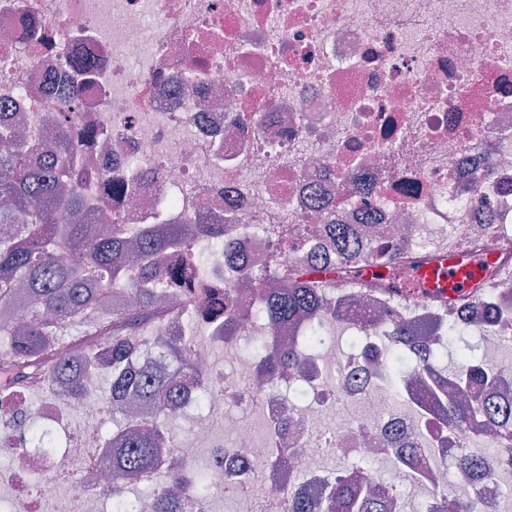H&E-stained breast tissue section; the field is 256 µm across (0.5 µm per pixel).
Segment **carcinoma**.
Here are the masks:
<instances>
[{"instance_id": "cac0c4a2", "label": "carcinoma", "mask_w": 512, "mask_h": 512, "mask_svg": "<svg viewBox=\"0 0 512 512\" xmlns=\"http://www.w3.org/2000/svg\"><path fill=\"white\" fill-rule=\"evenodd\" d=\"M72 112L58 117L54 136L58 142L52 160H45L36 142L19 141L14 126L0 112V308L26 311V318L0 333L14 337L8 354L0 356V374L8 380L0 394L8 396L35 385H56L72 400L85 397L82 380L91 365L108 386L112 416L121 425L103 442L106 453L108 491L116 512H131L127 501L138 477L151 472L159 477L147 502L151 512H182L183 497L208 501L218 494L210 471L194 474L183 495L168 493L178 472L164 467L172 433L167 424L175 419L181 385L202 383V374L185 346L143 342L145 333L166 319L184 313L195 300L191 284L207 282L210 257L185 243L176 232L157 235L150 227L130 239L121 224H58L57 212L78 216L81 196L61 188L55 169L66 168L75 151L69 133ZM71 264L56 261L58 253ZM128 253L137 254L150 268L152 284H121L118 266ZM361 251L355 238L341 245L334 263L303 265L282 276L267 271L262 281H278L272 289L258 292L255 314L273 329L301 318L313 319L326 307L323 288L336 282V266L357 262ZM431 322L413 327L396 325L392 338L400 353L408 348L428 350ZM469 329L448 327V349L458 361L450 371L440 363L444 351L423 360L422 371L431 364L445 376L433 391L440 418L448 434L468 437L476 413L484 414L499 432L498 445L512 452V393L493 367H480L475 347L465 340ZM107 344L103 353L74 365L70 350L87 338ZM303 349L265 345L264 370L275 376L293 369ZM29 455L45 462L58 450V436L51 429L33 424L26 433ZM455 471L466 482L477 485L495 478V459L460 448ZM328 493L317 502L296 496L288 500V512H392L394 498L381 488L367 489L358 472L337 476L328 482Z\"/></svg>"}]
</instances>
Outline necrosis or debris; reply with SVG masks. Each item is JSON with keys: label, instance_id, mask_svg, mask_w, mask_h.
Here are the masks:
<instances>
[{"label": "necrosis or debris", "instance_id": "4bbe7bcc", "mask_svg": "<svg viewBox=\"0 0 512 512\" xmlns=\"http://www.w3.org/2000/svg\"><path fill=\"white\" fill-rule=\"evenodd\" d=\"M85 57L96 80L75 117L104 134L71 161L89 172L76 185L85 213L111 212L133 230L177 224L195 245L223 221L210 279L234 298H253L242 283L266 270L329 254L330 214L367 247L398 242L407 270L451 247L494 258L465 304L344 272V287L326 294L324 345L285 379L242 346L273 335L301 343L304 325L231 324L219 339L224 368L208 371L220 420L194 422L196 448L170 445L185 475L206 448L215 483L237 491L235 512H255L259 487L321 498L324 454L369 462L371 483L401 495L410 481L384 436L397 425L416 453L438 456L415 482L421 512H446L444 462L460 442L422 412L431 388L418 369L394 382L386 364L393 325L425 316L442 326L436 350L451 324L470 326L489 358L512 344V303L506 319L485 317L512 300V0H0V102L21 136L50 130L61 88L82 85L73 62ZM107 177L126 195L109 198ZM340 400L358 412L336 426ZM7 406L1 423L68 439L35 493L25 460L0 473V512H89L107 500L94 429L70 433L68 419L105 413L108 396L50 389Z\"/></svg>", "mask_w": 512, "mask_h": 512}]
</instances>
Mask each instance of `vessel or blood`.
I'll use <instances>...</instances> for the list:
<instances>
[{"label":"vessel or blood","mask_w":512,"mask_h":512,"mask_svg":"<svg viewBox=\"0 0 512 512\" xmlns=\"http://www.w3.org/2000/svg\"><path fill=\"white\" fill-rule=\"evenodd\" d=\"M483 269L478 260L463 251H452L431 265L414 270L402 282V288L424 285L429 289L444 288L449 295L468 293L472 285L481 279Z\"/></svg>","instance_id":"1"}]
</instances>
